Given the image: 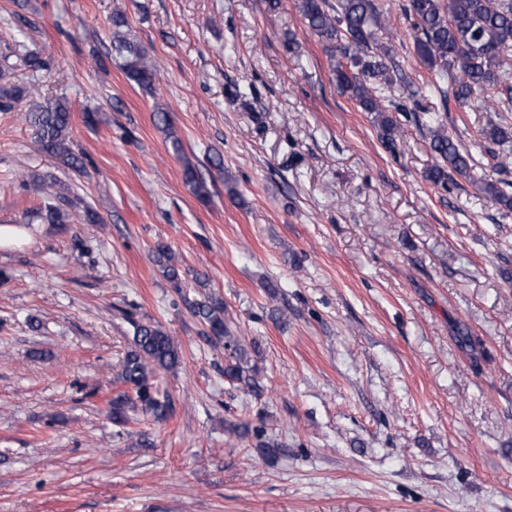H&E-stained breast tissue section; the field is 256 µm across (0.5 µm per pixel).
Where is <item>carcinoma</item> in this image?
Listing matches in <instances>:
<instances>
[{
	"label": "carcinoma",
	"instance_id": "cac0c4a2",
	"mask_svg": "<svg viewBox=\"0 0 512 512\" xmlns=\"http://www.w3.org/2000/svg\"><path fill=\"white\" fill-rule=\"evenodd\" d=\"M297 8L310 33L325 43L334 58L332 72L337 87L358 107L374 115L384 145L395 148L404 134L400 117H408L406 103L419 104L423 88H408L405 102L396 104L388 91L393 83L388 62L393 48L378 42L377 36L390 26V17L377 0H298ZM405 16L415 31V49L420 62L435 73L433 91L440 97L443 110L452 102L461 110L479 102L491 112H512V0H408ZM119 48L126 51L125 70L140 87L151 89L157 69L145 60L135 45L121 36L126 17L116 12L109 17ZM24 69L34 73L46 70L50 58L36 51L18 54ZM8 70L0 69V110L8 111L18 103L23 91L7 86ZM72 108L68 101L55 99L38 105L26 114L33 135L41 149L61 158L74 170L84 168L83 158L71 147ZM157 126L167 132L176 154L183 152L167 111H156ZM431 150L441 160L429 174L430 180L449 189L456 178L467 180L504 212L512 211V194L502 188V181L484 173L477 174L478 163L461 143L448 135L443 116L427 113L425 124ZM479 136L498 148L493 157L502 167L509 159L512 125L489 123ZM185 184L200 198L208 195L206 182L195 166L184 162ZM155 262L164 276L180 281L175 256L164 243L153 250ZM212 336L224 340L229 360L224 377L249 390L259 389L257 368L249 365L247 351L238 337L231 335L224 320V303L212 296L191 306ZM133 336L120 362L118 379L129 388L108 401L112 422L125 425L131 416L150 415L166 419L170 401L160 396L153 384L159 370H171L180 362V350L174 339L157 324L132 322Z\"/></svg>",
	"mask_w": 512,
	"mask_h": 512
}]
</instances>
